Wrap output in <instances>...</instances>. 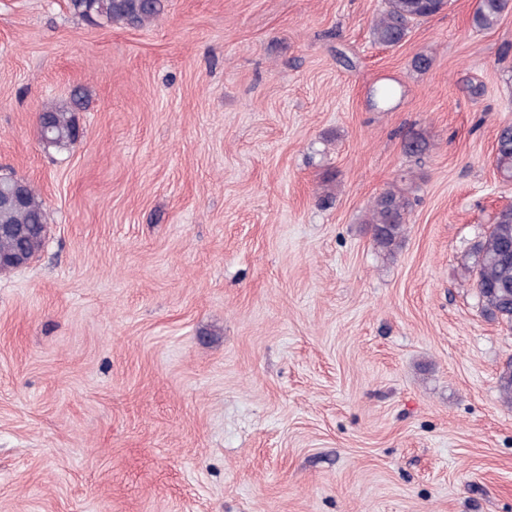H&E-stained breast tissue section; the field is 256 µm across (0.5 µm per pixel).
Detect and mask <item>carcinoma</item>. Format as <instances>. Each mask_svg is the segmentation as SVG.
Returning <instances> with one entry per match:
<instances>
[{
	"instance_id": "obj_1",
	"label": "carcinoma",
	"mask_w": 512,
	"mask_h": 512,
	"mask_svg": "<svg viewBox=\"0 0 512 512\" xmlns=\"http://www.w3.org/2000/svg\"><path fill=\"white\" fill-rule=\"evenodd\" d=\"M449 0H385V8L373 21L371 36L381 46L392 47L407 37L413 24L443 10ZM512 7V0H480L472 22L479 30L498 25ZM75 15L90 23L98 19L106 25L144 28L165 10V0H70ZM85 92L75 88L60 102L44 105L48 129L40 140L50 149L62 150L79 137L78 112L84 109ZM495 166L512 178V123L502 124L496 134ZM410 201L403 189L394 186L377 196L368 210L366 223L372 225L373 239L383 251L391 252L402 236ZM1 224H25L26 237L18 240L0 235V258L18 251L34 257L44 245L47 212L41 197L27 186V199L20 207L0 204ZM474 288L484 309L512 326V208L501 210L476 246Z\"/></svg>"
}]
</instances>
